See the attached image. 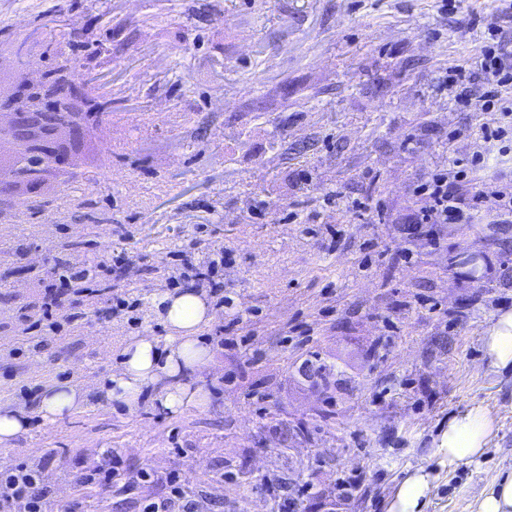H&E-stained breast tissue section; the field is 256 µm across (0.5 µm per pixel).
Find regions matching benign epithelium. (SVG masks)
<instances>
[{"instance_id": "7a95c632", "label": "benign epithelium", "mask_w": 512, "mask_h": 512, "mask_svg": "<svg viewBox=\"0 0 512 512\" xmlns=\"http://www.w3.org/2000/svg\"><path fill=\"white\" fill-rule=\"evenodd\" d=\"M104 86L97 74L67 71L59 84L46 83L39 75L17 82L8 96L0 95V115L10 117L8 126H0V142L12 146L10 162L22 164L34 155L52 170L67 167L87 131L90 101L103 99Z\"/></svg>"}]
</instances>
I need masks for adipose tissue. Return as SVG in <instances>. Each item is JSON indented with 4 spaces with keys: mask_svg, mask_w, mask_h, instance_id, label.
Listing matches in <instances>:
<instances>
[{
    "mask_svg": "<svg viewBox=\"0 0 512 512\" xmlns=\"http://www.w3.org/2000/svg\"><path fill=\"white\" fill-rule=\"evenodd\" d=\"M159 310L168 336L133 337L124 346L117 369L94 388L67 381L46 387L33 404L0 405V444L25 432L31 414L56 422L86 407L93 396L104 403L120 402L131 413L146 403L170 414L197 404V375L213 359L201 335L212 319V309L205 293L193 288L164 295ZM483 346L491 367L512 371V310L502 311L489 323ZM490 434V420L481 405L453 414L436 448L441 466L476 462ZM438 492V476L417 470L397 485L388 512H421Z\"/></svg>",
    "mask_w": 512,
    "mask_h": 512,
    "instance_id": "obj_1",
    "label": "adipose tissue"
}]
</instances>
